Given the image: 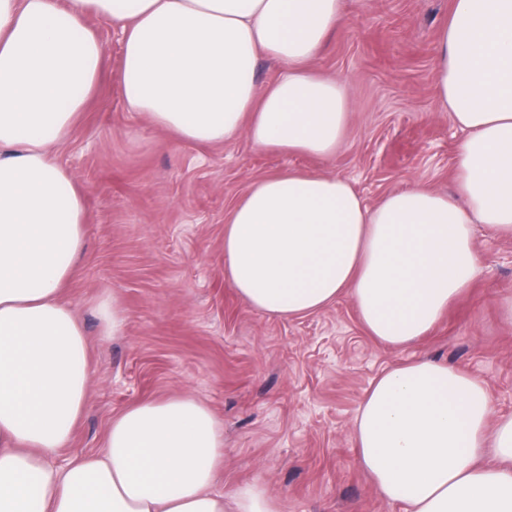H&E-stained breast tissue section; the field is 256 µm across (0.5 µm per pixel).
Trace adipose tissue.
<instances>
[{"instance_id": "obj_1", "label": "adipose tissue", "mask_w": 512, "mask_h": 512, "mask_svg": "<svg viewBox=\"0 0 512 512\" xmlns=\"http://www.w3.org/2000/svg\"><path fill=\"white\" fill-rule=\"evenodd\" d=\"M121 35L127 111L173 137L246 134L327 159L348 120L344 81L314 63L345 0H0V512H279L259 484L215 493L224 426L194 395L136 402L105 450L53 462L89 394V341L63 292L83 256L84 195L58 161ZM280 76L257 86L260 59ZM465 133L456 191L412 185L368 205L345 179L288 169L253 182L224 225V278L277 318L343 295L367 332L421 339L471 288L476 224L512 234V0H452L434 70ZM363 470L408 512H512V417L473 376L427 358L383 371L353 421ZM499 462L480 464L486 449Z\"/></svg>"}]
</instances>
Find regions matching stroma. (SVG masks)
Masks as SVG:
<instances>
[{
    "instance_id": "stroma-1",
    "label": "stroma",
    "mask_w": 512,
    "mask_h": 512,
    "mask_svg": "<svg viewBox=\"0 0 512 512\" xmlns=\"http://www.w3.org/2000/svg\"><path fill=\"white\" fill-rule=\"evenodd\" d=\"M452 0H346L315 62L343 79L349 118L330 159L282 155L241 134L179 142L125 111L113 74L120 37L93 20L106 49L97 98L60 162L86 201L87 249L65 292L88 337L87 407L56 464L101 454L109 423L133 403L190 392L224 425L215 490L266 486L280 512H404L361 468L352 421L385 369L430 358L479 379L493 418L512 417V235L474 225L480 264L469 292L405 348L369 336L349 297L278 319L249 309L224 280V220L256 180L285 168L346 179L371 205L419 183L452 191L464 138L438 109L433 64ZM119 294L125 335L100 334L96 306Z\"/></svg>"
}]
</instances>
